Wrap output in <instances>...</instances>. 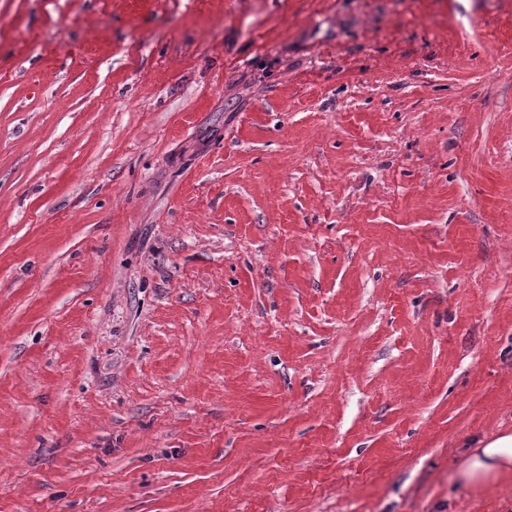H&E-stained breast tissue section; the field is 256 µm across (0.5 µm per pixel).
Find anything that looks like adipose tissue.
<instances>
[{"label": "adipose tissue", "instance_id": "ef3b65f1", "mask_svg": "<svg viewBox=\"0 0 512 512\" xmlns=\"http://www.w3.org/2000/svg\"><path fill=\"white\" fill-rule=\"evenodd\" d=\"M512 475V433L473 441L459 467V477L476 489L499 485Z\"/></svg>", "mask_w": 512, "mask_h": 512}]
</instances>
